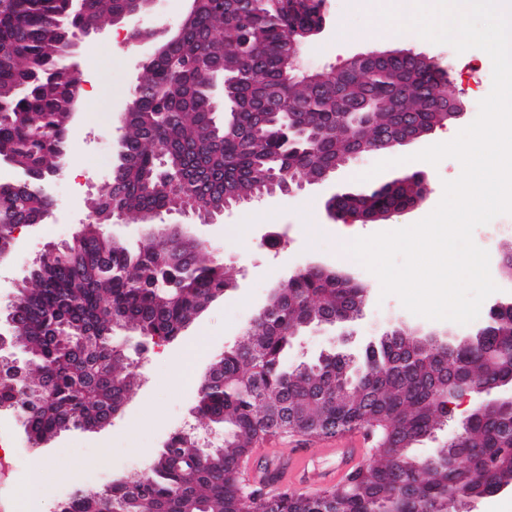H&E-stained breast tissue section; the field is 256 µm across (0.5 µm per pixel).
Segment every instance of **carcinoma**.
Segmentation results:
<instances>
[{"label":"carcinoma","instance_id":"carcinoma-1","mask_svg":"<svg viewBox=\"0 0 512 512\" xmlns=\"http://www.w3.org/2000/svg\"><path fill=\"white\" fill-rule=\"evenodd\" d=\"M149 0H7L0 10V154L19 169L51 178L66 168V108L77 91L62 67L75 35L108 19L149 10ZM326 22L325 0H197L177 40L145 66L124 119V155L88 223L69 241L52 245L23 276L19 297L5 313L0 336V408L20 413L30 441L44 443L72 429H102L135 385L116 330L131 328L157 343L179 336L229 288L223 263L206 247L180 236L174 224L131 250L104 225L119 213L151 226L176 211L188 194L199 214L217 218L225 207L314 176L349 152H372L373 142L346 136L368 113L394 127L412 112L418 126L441 125L436 104L451 96L449 65L415 70L393 58L365 73L343 70L293 79L296 46L288 29ZM235 78L224 105L212 91L215 75ZM354 100L352 112L340 102ZM38 182L0 183V248L18 228L51 208ZM364 204L386 212L423 196L414 173L362 191ZM364 289L331 269H307L258 314L247 338L225 351L198 384L197 414L227 425L231 438L201 447L194 435L174 434L144 475L112 484L107 493H72L57 512H468V505L512 485V412L469 413L463 433L441 456L411 452L445 424L458 397L435 377L442 363L460 377L488 381L512 373V315L489 311L470 340L428 348L410 329L366 351L359 369L349 355L330 353L293 369L284 352L304 329L359 316ZM26 361L19 366L12 350ZM380 431L378 459L352 474V483L317 496L284 492L267 497L239 491L232 470L265 436L290 431L335 437L355 429ZM493 462L483 477L472 471Z\"/></svg>","mask_w":512,"mask_h":512}]
</instances>
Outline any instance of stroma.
<instances>
[{
  "instance_id": "stroma-1",
  "label": "stroma",
  "mask_w": 512,
  "mask_h": 512,
  "mask_svg": "<svg viewBox=\"0 0 512 512\" xmlns=\"http://www.w3.org/2000/svg\"><path fill=\"white\" fill-rule=\"evenodd\" d=\"M385 0H326L327 23L324 30L300 48L301 72L332 71L351 56L361 52L406 50L437 55L451 67L452 90L461 99L464 116L429 135L392 149V156L411 157L412 171L424 172L430 187L428 195L416 206L372 224H341L326 209L335 190L358 192L375 188L397 179L402 170L392 166L379 174L372 167L383 161V153L375 152L353 160L323 183L298 175L293 193L275 194L242 203L225 211L213 222L204 224L195 216H170L173 224L187 223L192 234L207 249L223 260L232 286L193 320L176 340L136 348L135 333L116 331L114 343L124 349L137 376L123 412L102 430H72L46 444L33 446L15 412L0 409V432L11 435L8 444L13 457L8 485L16 491L36 484L44 493V512L81 488L110 484L126 478L133 465L148 467L151 457L179 432L183 423L199 424L196 413V385L173 387L168 381L172 368L186 349L205 343L199 353L196 376H203L211 361L225 349L242 341L244 333L259 310L265 306L273 289L284 287L292 271L309 262L331 269L351 272L366 291V305L360 318L347 326L352 338L347 350L362 359L369 342L385 332L406 326L426 335L472 334L476 323L461 325L447 320H431L407 311L397 296H382L379 279L359 262L343 259L349 241L378 232L391 231L415 223L431 213L443 195L444 182L461 173L460 163L453 158L433 165L415 160V153L442 142L447 134L458 133L478 115L480 100L492 89V62L489 55L472 48L456 52L448 44H434L416 33L400 41H392L381 33L382 22L377 11ZM187 0H156L151 13L115 24L102 22L100 34L79 38L76 52L83 67L85 91L82 116L68 131V172L55 180L51 195V215L42 224L22 228L10 253L0 260V309L18 298V281L33 260L48 244L71 239L88 220L105 185L112 178L118 161L116 128L129 93L143 72L138 69L139 54L131 42L136 30H153L155 41L169 37L183 18ZM276 247H267L269 238ZM475 243L490 256V274L498 287L496 299L512 302V277L503 274L502 253L512 247V215H502L479 226L473 234ZM336 327L325 326L299 336L285 356V367L315 361L320 355L334 351ZM270 456H252L251 468L294 458L297 449L313 448L317 455L309 474L289 468L275 484L264 486L266 495L283 492L316 495L339 484L362 463L372 459V444L353 451L341 459L336 448L321 447L314 437L291 434L268 436Z\"/></svg>"
}]
</instances>
